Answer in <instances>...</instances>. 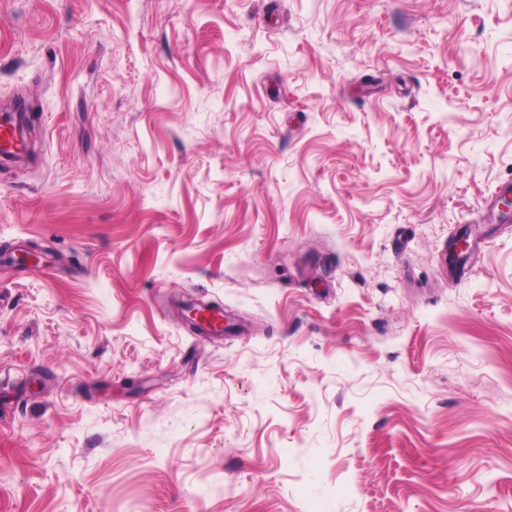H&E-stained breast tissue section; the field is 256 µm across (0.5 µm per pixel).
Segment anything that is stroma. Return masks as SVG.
<instances>
[{
  "label": "stroma",
  "instance_id": "35a3bbf8",
  "mask_svg": "<svg viewBox=\"0 0 512 512\" xmlns=\"http://www.w3.org/2000/svg\"><path fill=\"white\" fill-rule=\"evenodd\" d=\"M16 101L0 512H512V0H0Z\"/></svg>",
  "mask_w": 512,
  "mask_h": 512
}]
</instances>
